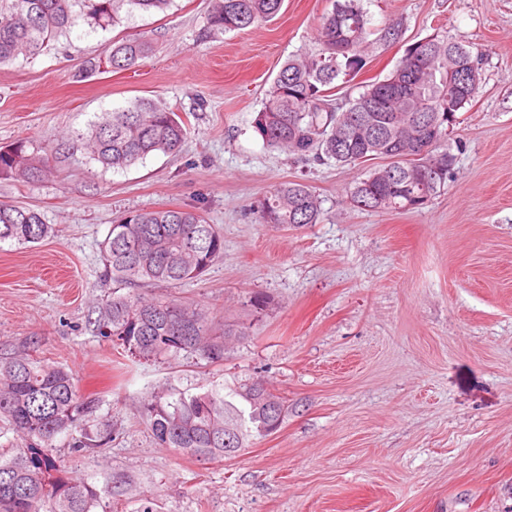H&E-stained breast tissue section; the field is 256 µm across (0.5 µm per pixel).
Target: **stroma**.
Returning <instances> with one entry per match:
<instances>
[{"label": "stroma", "mask_w": 512, "mask_h": 512, "mask_svg": "<svg viewBox=\"0 0 512 512\" xmlns=\"http://www.w3.org/2000/svg\"><path fill=\"white\" fill-rule=\"evenodd\" d=\"M374 45L358 82L383 79L405 47L432 35L483 53V83L448 141L454 176L418 212L362 210L341 193L361 171L302 163L266 147L253 120L283 63L318 53L332 0H283L270 21L213 34L211 0H174L115 29L77 24L35 59L0 66V147L50 145L52 176L0 179V202L30 206L53 233L0 245V349L37 337L98 398L112 441L56 455L91 479L132 481L113 512H512V0H364ZM153 35L131 70L84 73L112 41ZM137 97L186 114L181 153L113 171L74 142L100 113ZM307 183L318 223H256L250 204ZM193 209L224 232L203 277L139 294L206 307L215 332L244 326L223 361L137 362L98 335L117 284L101 244L133 210ZM267 300L255 310L253 295ZM263 377L285 398L275 433L201 461L158 447L140 414L164 388Z\"/></svg>", "instance_id": "stroma-1"}]
</instances>
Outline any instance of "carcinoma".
<instances>
[{
	"mask_svg": "<svg viewBox=\"0 0 512 512\" xmlns=\"http://www.w3.org/2000/svg\"><path fill=\"white\" fill-rule=\"evenodd\" d=\"M283 0H213L209 27L215 33L242 30L274 17ZM173 0H0V65L29 60L68 38L81 21L106 32L136 12H165ZM402 22L369 27L363 0H333L323 18L322 48L313 56L286 61L274 79L254 131L270 149L300 162L340 167L371 165L347 190L350 204L365 210L415 212L422 197L446 185L450 168H414L450 158L448 115L471 106L479 88L454 85L477 58L471 47L438 36L409 44L382 80L362 86L355 96L337 100L336 82H352L367 64L368 48L398 38ZM153 51L141 35L112 43L87 63L130 69ZM438 127L425 142L426 154L413 158L414 135ZM187 138L186 122L169 107L139 97L118 110L101 113L77 146L104 168L123 170L150 155H176ZM53 170L52 149L31 148L19 140L0 148V178L39 181ZM322 200L302 182H285L258 198L252 213L260 224H316ZM51 232L33 208L0 203V244H36ZM105 275L124 285H178L201 278L224 255V234L195 210H135L123 214L102 242ZM105 339L145 361L194 356L210 363L224 359L228 341L245 335L224 326L218 335L209 313L182 299L112 296L95 320ZM38 340L0 355V422L21 440L11 454L0 453V512H112L124 485H96L69 476L54 456L56 441L92 455L112 441L108 423L88 417L97 402L78 394L74 376L63 366L33 355ZM256 380L213 384L199 392L166 389L141 406L156 444L200 459L232 456L255 432L269 435L282 425L288 405ZM233 438L226 445L224 439Z\"/></svg>",
	"mask_w": 512,
	"mask_h": 512,
	"instance_id": "cac0c4a2",
	"label": "carcinoma"
}]
</instances>
